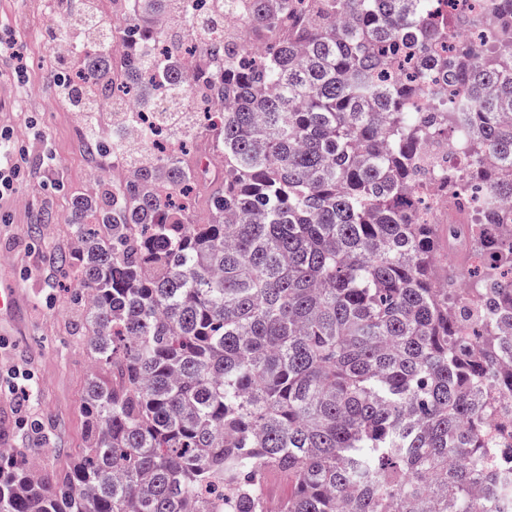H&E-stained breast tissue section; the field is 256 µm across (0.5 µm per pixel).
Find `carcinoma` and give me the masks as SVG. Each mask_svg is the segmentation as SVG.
<instances>
[{"label": "carcinoma", "mask_w": 512, "mask_h": 512, "mask_svg": "<svg viewBox=\"0 0 512 512\" xmlns=\"http://www.w3.org/2000/svg\"><path fill=\"white\" fill-rule=\"evenodd\" d=\"M434 0L80 5L70 106L145 153L72 202L95 360L62 475L0 448V512H501L512 471V4L448 50ZM237 20L224 26V15ZM470 136L448 165L434 139ZM448 203L440 224L427 174ZM208 218H196L200 187Z\"/></svg>", "instance_id": "carcinoma-1"}]
</instances>
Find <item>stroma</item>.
Masks as SVG:
<instances>
[{
    "label": "stroma",
    "instance_id": "35a3bbf8",
    "mask_svg": "<svg viewBox=\"0 0 512 512\" xmlns=\"http://www.w3.org/2000/svg\"><path fill=\"white\" fill-rule=\"evenodd\" d=\"M76 40L47 0H0V34L12 36L26 58L24 76L0 59V130L22 140L26 177L0 200V262L23 293L19 316L0 332V374L25 372L18 389L0 392V448H20L64 473L84 446L82 400L89 378L110 382L95 366L70 288L56 256L70 249L74 197L93 198L112 174L110 158L84 146V124L60 96L57 75L70 67L54 55L50 33Z\"/></svg>",
    "mask_w": 512,
    "mask_h": 512
}]
</instances>
